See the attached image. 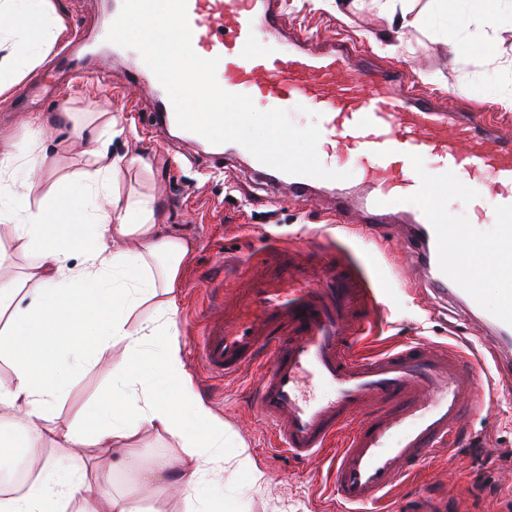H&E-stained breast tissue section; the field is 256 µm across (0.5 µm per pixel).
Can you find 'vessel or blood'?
Instances as JSON below:
<instances>
[{"instance_id": "1", "label": "vessel or blood", "mask_w": 512, "mask_h": 512, "mask_svg": "<svg viewBox=\"0 0 512 512\" xmlns=\"http://www.w3.org/2000/svg\"><path fill=\"white\" fill-rule=\"evenodd\" d=\"M187 14L192 48L218 58L224 90L270 109L320 113L323 165L359 169L366 184L356 201L337 196L344 220L357 212L370 224L397 217L390 232L414 253V273L483 330L466 351L427 342L363 351L380 303L356 274L325 266L314 279L293 258L281 276L256 274L208 322L200 350L206 369L220 377L256 370L252 409L272 428L279 452L308 460L335 447L336 498L362 512L450 444L481 402L483 375L512 376V293L485 310L476 271L458 261L474 248L512 265V139L489 113L438 106L405 67L380 71L351 43L319 50L290 34L280 0H187ZM52 71L102 84L107 60L66 49ZM425 156L431 169L419 164ZM254 168L294 198L313 183L259 162ZM452 173L474 224L491 225L490 236L475 239L473 224L449 223L438 205Z\"/></svg>"}]
</instances>
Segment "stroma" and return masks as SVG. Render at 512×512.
Returning a JSON list of instances; mask_svg holds the SVG:
<instances>
[{"instance_id":"35a3bbf8","label":"stroma","mask_w":512,"mask_h":512,"mask_svg":"<svg viewBox=\"0 0 512 512\" xmlns=\"http://www.w3.org/2000/svg\"><path fill=\"white\" fill-rule=\"evenodd\" d=\"M415 27L400 31V14L381 13L374 0L337 16L333 0H284L289 32L322 42L346 36L367 51L377 66L401 63L411 69L415 88L447 95L469 87V105L484 107L512 131V110L500 99L512 93V22L498 26L487 52L502 67L490 71L485 52L471 49L468 32L456 28L458 0H411ZM47 11L62 18L67 30L93 36L106 15L102 0H47ZM31 47L24 35H0V79L13 81L0 96V138L15 154L45 155L31 171L33 201L47 193L58 176L93 172L96 157L77 147L86 134L106 135L110 155L129 153L143 160L120 183L121 197L153 198L170 231L192 243L178 289L175 326L183 347L186 370L196 391L212 411L246 441L262 474L260 481L242 474L231 480L204 481L195 489L172 492L145 486L136 468L117 465L108 448L94 449L95 471L102 484L93 485L96 499L125 498L131 512H194L204 502L226 501L238 512H345L331 494L327 461L296 462L272 449L269 427L251 410L245 379L214 378L199 356V340L211 317L208 289L221 282L237 288L258 262L267 273H278L289 255L325 263L344 257L369 294L385 312L374 322L379 339L406 343L421 339L468 347L475 332L457 305L434 293L422 279L410 275L406 244L389 237L377 240L365 230L343 227L334 217L329 189L314 190L310 200H284L255 176L247 162L225 154L213 164L196 156L184 137L150 127L155 101L139 85L131 57L113 59L110 85L79 79L46 81L47 64L22 73L20 60ZM65 99L70 118L56 130L37 134L35 116L56 111ZM118 121L123 133L108 137V124ZM108 360L93 362L68 383L54 419L76 423L86 419L112 391V362L123 354L114 347ZM512 393L496 397L493 410L475 409L460 429L453 448L425 461L416 477L393 494L389 512H418L437 504L440 512H512Z\"/></svg>"}]
</instances>
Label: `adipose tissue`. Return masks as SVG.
Instances as JSON below:
<instances>
[{
	"label": "adipose tissue",
	"mask_w": 512,
	"mask_h": 512,
	"mask_svg": "<svg viewBox=\"0 0 512 512\" xmlns=\"http://www.w3.org/2000/svg\"><path fill=\"white\" fill-rule=\"evenodd\" d=\"M18 31L30 43L55 40L60 21L48 20L28 0H0V32ZM99 168L32 204L33 184L13 178L0 228L23 241L37 263L27 274L0 276V348L10 351L13 381L0 387V409L19 415L12 446L32 447L63 398L70 376L101 359L115 345L112 398L75 429L60 423L52 434L73 451L65 480L33 483L20 497L0 499V512H62L64 502L84 500L92 466L90 446L112 449L123 464L139 463L142 432L177 435L185 458L159 455L139 463L145 483L178 490L207 476L261 474L239 435L222 422L194 389L173 332L176 288L192 245L172 235L152 199H121L117 186L139 160L98 153ZM156 303L161 319L136 320L135 311Z\"/></svg>",
	"instance_id": "ef3b65f1"
}]
</instances>
